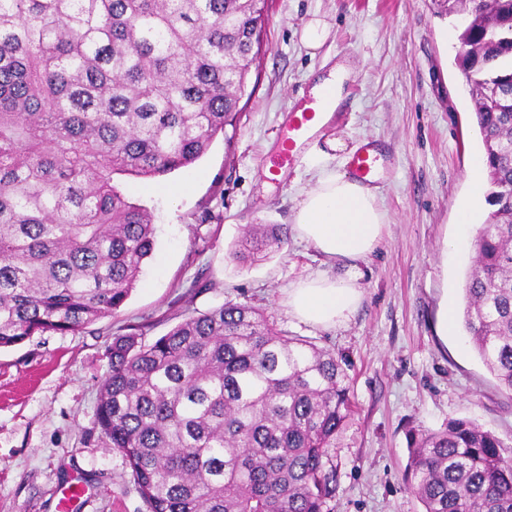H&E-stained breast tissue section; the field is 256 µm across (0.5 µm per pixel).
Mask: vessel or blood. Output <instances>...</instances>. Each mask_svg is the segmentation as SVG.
Listing matches in <instances>:
<instances>
[{"mask_svg":"<svg viewBox=\"0 0 512 512\" xmlns=\"http://www.w3.org/2000/svg\"><path fill=\"white\" fill-rule=\"evenodd\" d=\"M334 100L332 90L327 87L304 94L299 111L288 115V134L279 148L281 164L263 169V179L276 180L281 175L283 167L298 162L304 143L318 132L314 125L315 118L324 114L327 106ZM382 170L383 165L378 154L367 149L355 154L351 160L353 176L364 184L370 185L380 180Z\"/></svg>","mask_w":512,"mask_h":512,"instance_id":"obj_1","label":"vessel or blood"}]
</instances>
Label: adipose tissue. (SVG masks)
<instances>
[{
	"mask_svg": "<svg viewBox=\"0 0 512 512\" xmlns=\"http://www.w3.org/2000/svg\"><path fill=\"white\" fill-rule=\"evenodd\" d=\"M386 224L374 189L336 170L319 167L313 186L300 194L294 228L326 258L357 260L378 246ZM361 300L353 280L317 277L288 291V309L300 321L328 327L351 314Z\"/></svg>",
	"mask_w": 512,
	"mask_h": 512,
	"instance_id": "adipose-tissue-1",
	"label": "adipose tissue"
}]
</instances>
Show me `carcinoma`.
I'll return each instance as SVG.
<instances>
[{"label":"carcinoma","mask_w":512,"mask_h":512,"mask_svg":"<svg viewBox=\"0 0 512 512\" xmlns=\"http://www.w3.org/2000/svg\"><path fill=\"white\" fill-rule=\"evenodd\" d=\"M459 15L494 207L464 327L512 394V111L488 102L512 87V0ZM264 24L261 0H0V350L118 313L155 227L115 177H161L207 152ZM286 244L287 225L255 224L234 257ZM191 304L154 341L128 325L108 348L95 425L148 512H324L353 413L346 360L254 306ZM405 476L424 512H512V445L470 420L413 431Z\"/></svg>","instance_id":"carcinoma-1"}]
</instances>
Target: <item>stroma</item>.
I'll return each instance as SVG.
<instances>
[{
    "instance_id": "obj_1",
    "label": "stroma",
    "mask_w": 512,
    "mask_h": 512,
    "mask_svg": "<svg viewBox=\"0 0 512 512\" xmlns=\"http://www.w3.org/2000/svg\"><path fill=\"white\" fill-rule=\"evenodd\" d=\"M261 49L226 127L194 164L159 178H119L127 198L152 212L156 240L139 282L110 325L33 336L0 351V512H147L130 470L95 428L114 329L164 335L197 280L205 312L225 302L263 309L278 329L345 357L354 416L331 451L336 495L327 512H423L404 478L409 436L466 418L512 443V396L469 342L463 320L441 331L443 305L465 307L473 243L454 241L467 165L482 150L474 102L447 41L455 21L434 0H267ZM329 36L308 51L310 19ZM353 64L348 108L309 140L281 180L265 181L285 120L318 77ZM368 141L384 156L378 183L387 223L375 251L327 261L290 233L252 265L233 252L251 224H293L298 192L326 164L330 144ZM328 275L353 278L361 302L331 327L288 311V290Z\"/></svg>"
}]
</instances>
